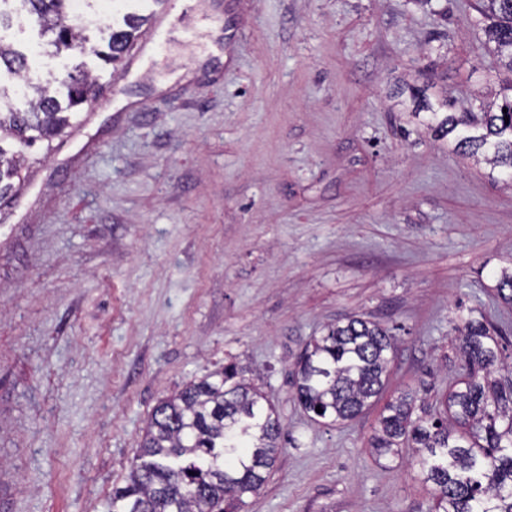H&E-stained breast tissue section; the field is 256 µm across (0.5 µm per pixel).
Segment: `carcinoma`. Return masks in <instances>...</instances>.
Masks as SVG:
<instances>
[{
    "label": "carcinoma",
    "mask_w": 512,
    "mask_h": 512,
    "mask_svg": "<svg viewBox=\"0 0 512 512\" xmlns=\"http://www.w3.org/2000/svg\"><path fill=\"white\" fill-rule=\"evenodd\" d=\"M50 44L117 61L135 37L138 19L112 32L102 49L67 24L71 0H23ZM482 30L500 66L512 73V0H479ZM28 58L0 43V70L19 74ZM32 89L29 104L0 108V132L12 134L13 151L0 144V199L15 190L22 149L49 141L71 125L74 109L98 87L86 72L67 73ZM430 111L439 137L456 136L457 152L483 155L495 168L512 171V81L499 104L473 112ZM496 295L512 306V268L501 271ZM396 338L376 321L353 315L313 337L297 361L295 399L308 413L340 424L377 404L386 389ZM463 376L442 395L434 412L413 416L411 391L385 403L370 439L376 459L412 449L411 466L430 487L440 512H512V378L491 379L498 345L489 328L470 319L463 328ZM264 394L234 363L186 384L161 400L145 429L127 484L112 492L106 512H235L257 492L282 451L283 425ZM321 412H316V408Z\"/></svg>",
    "instance_id": "carcinoma-1"
}]
</instances>
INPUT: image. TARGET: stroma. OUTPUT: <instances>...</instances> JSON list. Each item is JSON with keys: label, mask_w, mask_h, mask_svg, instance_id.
<instances>
[{"label": "stroma", "mask_w": 512, "mask_h": 512, "mask_svg": "<svg viewBox=\"0 0 512 512\" xmlns=\"http://www.w3.org/2000/svg\"><path fill=\"white\" fill-rule=\"evenodd\" d=\"M105 46L150 0H89ZM165 61L83 56L94 115L27 149L0 202V512H105L160 400L233 362L284 426L239 512H429L380 406L340 426L293 397L295 361L361 315L398 348L384 399L433 405L482 318L512 363V186L415 119L410 85L472 110L505 76L475 0H193ZM0 39L61 74L23 0Z\"/></svg>", "instance_id": "stroma-1"}]
</instances>
